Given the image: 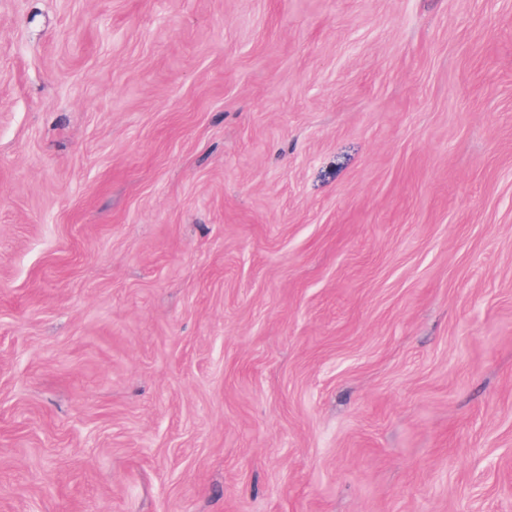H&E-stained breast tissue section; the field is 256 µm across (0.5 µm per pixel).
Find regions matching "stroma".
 <instances>
[{"label":"stroma","instance_id":"stroma-1","mask_svg":"<svg viewBox=\"0 0 512 512\" xmlns=\"http://www.w3.org/2000/svg\"><path fill=\"white\" fill-rule=\"evenodd\" d=\"M0 512H512V0H0Z\"/></svg>","mask_w":512,"mask_h":512}]
</instances>
